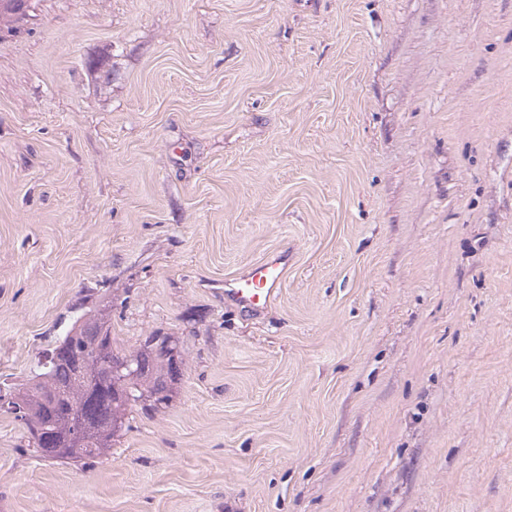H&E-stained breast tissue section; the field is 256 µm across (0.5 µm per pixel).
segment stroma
Wrapping results in <instances>:
<instances>
[{"mask_svg":"<svg viewBox=\"0 0 512 512\" xmlns=\"http://www.w3.org/2000/svg\"><path fill=\"white\" fill-rule=\"evenodd\" d=\"M94 306L184 376L94 464L0 414V512H512V0H31L0 384ZM287 267V255L273 253L240 276L224 281V295L242 309L263 311L276 299Z\"/></svg>","mask_w":512,"mask_h":512,"instance_id":"stroma-1","label":"stroma"}]
</instances>
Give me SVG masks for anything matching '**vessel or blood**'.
Segmentation results:
<instances>
[{
  "mask_svg": "<svg viewBox=\"0 0 512 512\" xmlns=\"http://www.w3.org/2000/svg\"><path fill=\"white\" fill-rule=\"evenodd\" d=\"M288 267V257L274 253L248 271L224 283V293L242 309L260 312L276 299Z\"/></svg>",
  "mask_w": 512,
  "mask_h": 512,
  "instance_id": "vessel-or-blood-1",
  "label": "vessel or blood"
}]
</instances>
